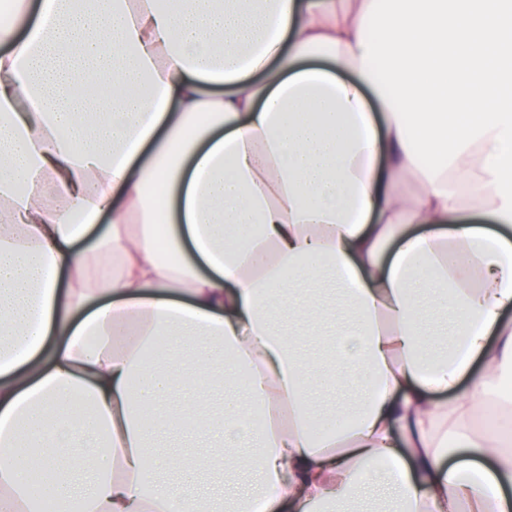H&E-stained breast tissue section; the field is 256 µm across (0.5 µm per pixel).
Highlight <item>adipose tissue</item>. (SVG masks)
<instances>
[{"instance_id": "obj_1", "label": "adipose tissue", "mask_w": 512, "mask_h": 512, "mask_svg": "<svg viewBox=\"0 0 512 512\" xmlns=\"http://www.w3.org/2000/svg\"><path fill=\"white\" fill-rule=\"evenodd\" d=\"M462 167L495 230L465 222ZM326 271L346 306L306 301L323 372L280 303ZM511 310L512 0L0 16V512L35 459L57 512H340L374 486L512 512V444L461 424L502 405ZM452 433L476 460L446 465ZM213 470L250 480L223 505Z\"/></svg>"}]
</instances>
